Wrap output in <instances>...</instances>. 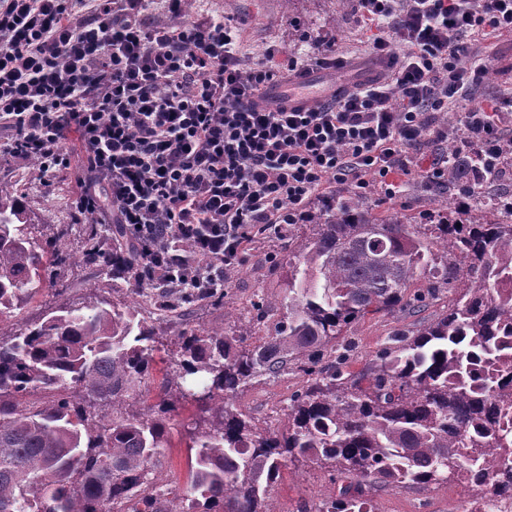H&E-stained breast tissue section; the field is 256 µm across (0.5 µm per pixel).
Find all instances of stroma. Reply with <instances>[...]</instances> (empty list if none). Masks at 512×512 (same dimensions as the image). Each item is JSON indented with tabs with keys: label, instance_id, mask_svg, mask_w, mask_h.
Returning <instances> with one entry per match:
<instances>
[{
	"label": "stroma",
	"instance_id": "1",
	"mask_svg": "<svg viewBox=\"0 0 512 512\" xmlns=\"http://www.w3.org/2000/svg\"><path fill=\"white\" fill-rule=\"evenodd\" d=\"M191 15L232 20L238 30L242 51L249 61L265 58L268 50L273 49L277 52V61L283 64L302 58L319 44L333 46L346 63L373 54L371 34L361 21V8L357 5L312 11L299 4L289 15L284 13L281 0H196ZM471 41L474 49L490 61L474 96L475 102L512 92V32L487 35L478 31L472 34ZM445 154V146L423 144L415 156L413 173L403 179L396 199H387L383 185L372 176L368 177L362 190L348 183L337 184L336 197L341 200L359 193L375 212L405 213L416 223H429L431 216L438 212L459 211L464 199L460 191L429 187L424 178L425 169ZM1 186L21 193L40 234L46 238L61 235V244L72 257L62 269V294L47 290L38 295L22 314V321L37 320L48 308L77 300L86 282L96 280L108 284L109 279L102 271L77 261L85 247V237L83 222L75 219L70 208V199L77 190L72 178L58 179L54 190L49 192L32 171L0 160ZM287 261V234H259L249 245L246 262L229 274L226 300L238 310L242 320H256L257 336L270 331L275 318L271 315L257 317L252 305L260 297L282 293L283 268ZM451 299V293L443 290L425 309L378 312L350 324L340 340L341 346L348 349L344 372H360L379 350L389 345L394 332L412 329L436 318L447 310ZM307 380V375L299 368H289L278 377L261 380L249 387L237 396L236 404L259 424L279 427L291 396ZM197 415L194 403L183 404L176 417L171 446L156 475L159 483L173 481L179 486H187L189 430ZM331 488L329 473L310 465L296 470L284 469L272 488V495L280 512H316ZM374 499L379 512H459L469 494L462 484L452 481L429 488L385 486L378 488Z\"/></svg>",
	"mask_w": 512,
	"mask_h": 512
}]
</instances>
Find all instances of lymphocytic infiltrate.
<instances>
[{
	"mask_svg": "<svg viewBox=\"0 0 512 512\" xmlns=\"http://www.w3.org/2000/svg\"><path fill=\"white\" fill-rule=\"evenodd\" d=\"M165 2L158 21L146 0H0V157L48 188L76 170L75 218L120 230L136 285L225 287L254 234L304 223L337 184L409 172L447 139L438 114L459 115L461 161L500 156L467 36L512 30V0H361L388 81L305 108L266 104L276 71L244 62L235 25Z\"/></svg>",
	"mask_w": 512,
	"mask_h": 512,
	"instance_id": "f902f5d3",
	"label": "lymphocytic infiltrate"
}]
</instances>
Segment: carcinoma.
Segmentation results:
<instances>
[{"label":"carcinoma","instance_id":"carcinoma-1","mask_svg":"<svg viewBox=\"0 0 512 512\" xmlns=\"http://www.w3.org/2000/svg\"><path fill=\"white\" fill-rule=\"evenodd\" d=\"M448 141L444 185L464 187ZM503 203H473L468 220L414 224L377 217L361 197L312 216L288 258L284 294L253 303L279 315L253 340L251 323L180 329L156 404L148 388L162 342L140 302L177 309L167 288L98 281L79 301L15 329L57 283L69 255L32 234L20 194L0 188V512H277L270 494L287 464L330 472L318 512H375L381 485L465 484L490 510L512 492V222ZM79 261L112 251L96 224ZM440 288L448 311L395 335L366 369L314 372L358 318L423 306ZM297 365L315 378L284 423L264 427L234 399L259 376ZM203 413L191 434L185 490L153 491L181 400Z\"/></svg>","mask_w":512,"mask_h":512}]
</instances>
